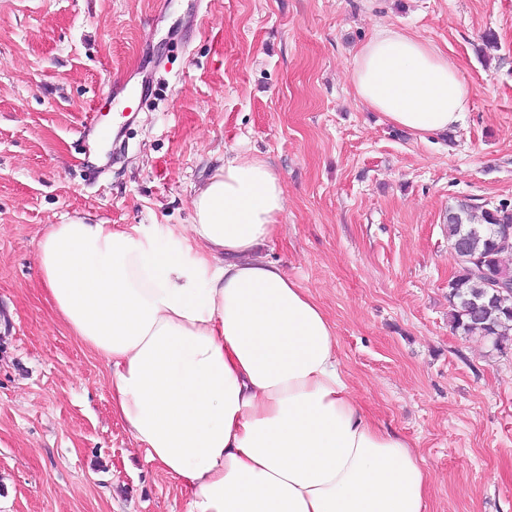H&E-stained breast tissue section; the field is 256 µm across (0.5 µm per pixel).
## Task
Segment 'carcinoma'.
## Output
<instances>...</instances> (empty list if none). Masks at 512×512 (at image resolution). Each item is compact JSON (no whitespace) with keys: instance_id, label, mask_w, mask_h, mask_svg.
<instances>
[{"instance_id":"obj_1","label":"carcinoma","mask_w":512,"mask_h":512,"mask_svg":"<svg viewBox=\"0 0 512 512\" xmlns=\"http://www.w3.org/2000/svg\"><path fill=\"white\" fill-rule=\"evenodd\" d=\"M507 227H512V205L506 202L484 208L460 201L448 209L450 247L463 238L469 252L489 258L500 272L507 270L504 257L512 254L497 248ZM448 301L454 329L496 341L512 335L511 291L488 290L481 278L460 265L448 283Z\"/></svg>"}]
</instances>
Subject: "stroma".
I'll use <instances>...</instances> for the list:
<instances>
[{
  "mask_svg": "<svg viewBox=\"0 0 512 512\" xmlns=\"http://www.w3.org/2000/svg\"><path fill=\"white\" fill-rule=\"evenodd\" d=\"M383 26L467 82L453 130L421 140L357 99L355 53ZM91 117L109 138L82 136ZM236 153L280 176L264 253L327 313L367 413L424 459L428 512H512V338L454 330L445 231L458 200L512 204V0H0V512H187L56 319L35 248L76 215L165 246Z\"/></svg>",
  "mask_w": 512,
  "mask_h": 512,
  "instance_id": "obj_1",
  "label": "stroma"
}]
</instances>
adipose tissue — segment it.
<instances>
[{
    "mask_svg": "<svg viewBox=\"0 0 512 512\" xmlns=\"http://www.w3.org/2000/svg\"><path fill=\"white\" fill-rule=\"evenodd\" d=\"M352 81L419 138L468 110L443 52L394 27L358 48ZM192 207L162 250L141 226L81 217L49 225L36 250L56 317L107 362L113 416L187 512H428L421 458L367 415L332 322L261 253L285 208L269 159L225 158Z\"/></svg>",
    "mask_w": 512,
    "mask_h": 512,
    "instance_id": "obj_1",
    "label": "adipose tissue"
}]
</instances>
